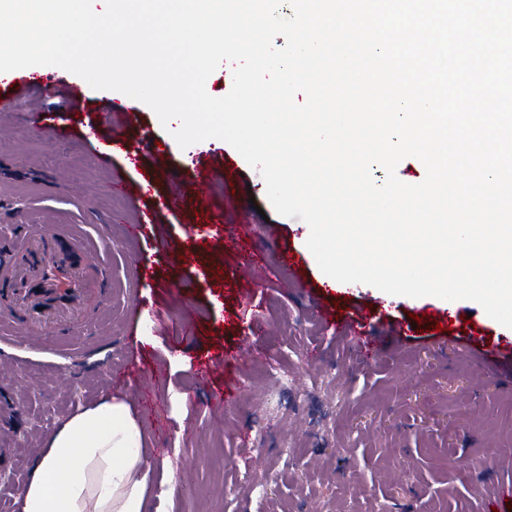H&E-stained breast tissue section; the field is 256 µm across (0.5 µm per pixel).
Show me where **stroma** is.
Segmentation results:
<instances>
[{"mask_svg":"<svg viewBox=\"0 0 512 512\" xmlns=\"http://www.w3.org/2000/svg\"><path fill=\"white\" fill-rule=\"evenodd\" d=\"M56 76L79 86L80 111L47 87L0 93V245L19 243L25 224L78 232L90 245L76 262L108 267L112 294L92 305L81 334L54 338L45 329L35 348L27 331L0 323V340L17 347L13 365L0 368V448L13 449L5 470L18 483L56 426L109 392L137 415L150 464L174 477L165 512H237L245 503L250 512H376L387 496L398 512H488L512 488V329L465 300L470 324L420 332L414 315L447 301L390 300L362 283L326 293L308 225L275 212L260 172L229 144L180 148L150 107L80 87L61 68ZM109 107L116 124L136 109L127 135L145 148L140 164L111 153L108 138H87ZM55 112L66 117L63 135L38 132L36 121ZM154 142L166 150L160 166L147 149ZM200 174L213 180L206 217L189 196ZM118 179L124 191L113 190ZM174 194L176 208L167 202ZM148 219L155 238L129 237L128 225ZM235 224L249 225L253 246L265 249L263 275L225 247ZM280 240L300 254L301 270L278 267ZM144 266L154 267L153 280L141 278ZM374 300L385 342L366 360L319 307L347 313ZM396 325L406 332L398 342L388 338ZM485 348L496 364H482ZM213 354L222 363L200 375ZM131 369L150 404L131 386ZM225 387L233 398L211 403Z\"/></svg>","mask_w":512,"mask_h":512,"instance_id":"stroma-1","label":"stroma"}]
</instances>
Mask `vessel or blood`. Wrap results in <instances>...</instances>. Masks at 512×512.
<instances>
[{
  "instance_id": "1",
  "label": "vessel or blood",
  "mask_w": 512,
  "mask_h": 512,
  "mask_svg": "<svg viewBox=\"0 0 512 512\" xmlns=\"http://www.w3.org/2000/svg\"><path fill=\"white\" fill-rule=\"evenodd\" d=\"M253 268L265 269L266 255L253 248L249 227L236 224L224 233ZM85 249L81 238L71 236L60 241L58 234L30 232L17 245L9 261H0V306L12 307L15 322L26 331H35L43 322L53 321L60 331L70 329L69 314L80 309L89 295L104 294L111 286L107 267H79L64 262L61 253H80ZM373 305L356 308L347 318L348 328L364 356L375 355L380 341L372 336Z\"/></svg>"
}]
</instances>
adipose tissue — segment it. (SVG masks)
I'll use <instances>...</instances> for the list:
<instances>
[{
  "label": "adipose tissue",
  "instance_id": "adipose-tissue-1",
  "mask_svg": "<svg viewBox=\"0 0 512 512\" xmlns=\"http://www.w3.org/2000/svg\"><path fill=\"white\" fill-rule=\"evenodd\" d=\"M143 432L112 395L78 407L43 442L22 512H154L175 486L155 478Z\"/></svg>",
  "mask_w": 512,
  "mask_h": 512
}]
</instances>
